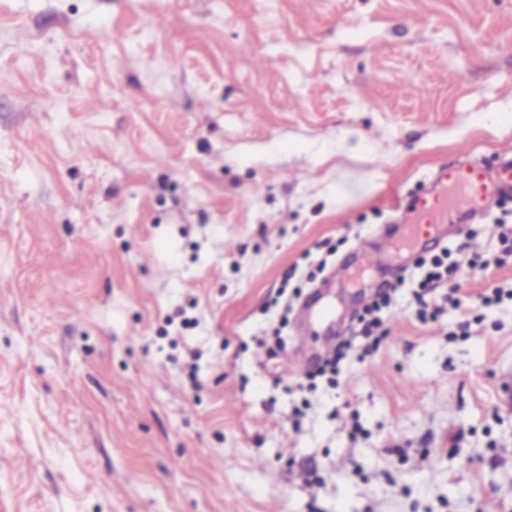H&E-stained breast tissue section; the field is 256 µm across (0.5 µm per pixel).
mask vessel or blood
<instances>
[{
    "mask_svg": "<svg viewBox=\"0 0 512 512\" xmlns=\"http://www.w3.org/2000/svg\"><path fill=\"white\" fill-rule=\"evenodd\" d=\"M512 196V157L489 167L478 161L446 166L437 171L430 191L404 211L403 242L388 241L376 251L358 249L357 256L369 267L386 266L399 252L400 244L420 242L440 234L448 223L467 224L492 203Z\"/></svg>",
    "mask_w": 512,
    "mask_h": 512,
    "instance_id": "1",
    "label": "vessel or blood"
}]
</instances>
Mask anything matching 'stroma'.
I'll return each mask as SVG.
<instances>
[{
  "label": "stroma",
  "mask_w": 512,
  "mask_h": 512,
  "mask_svg": "<svg viewBox=\"0 0 512 512\" xmlns=\"http://www.w3.org/2000/svg\"><path fill=\"white\" fill-rule=\"evenodd\" d=\"M511 154L512 0H0V512H512V201L353 255ZM402 249L398 247L397 241L389 240L383 248L371 252L362 248H356L360 263L369 267L386 266ZM448 249H443L440 254H435L430 258L419 257L416 260L415 268L417 273L410 279L411 288H414L415 295L419 298L422 309L420 317L425 319L427 314L431 319H435L443 312V307L433 305L429 311V305L423 300V295L433 288L444 286L448 281L454 279L460 262L454 260L448 263ZM390 298L382 297L366 310L365 316L361 318L363 323L360 330L354 333V336L345 340L337 353L325 362L316 375L324 376L327 373L336 376L339 372V364L345 359L351 351L355 349L356 343L365 353L376 351L385 338V331H380L382 327V314L388 309ZM358 341L360 343H358Z\"/></svg>",
  "instance_id": "1"
}]
</instances>
